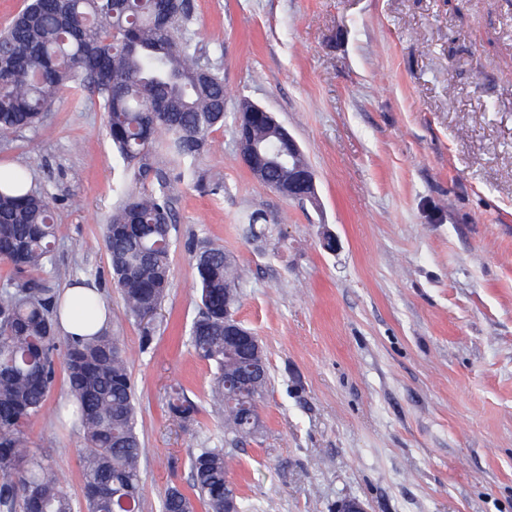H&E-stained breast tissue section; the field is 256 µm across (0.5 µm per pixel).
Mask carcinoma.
Segmentation results:
<instances>
[{"label": "carcinoma", "mask_w": 512, "mask_h": 512, "mask_svg": "<svg viewBox=\"0 0 512 512\" xmlns=\"http://www.w3.org/2000/svg\"><path fill=\"white\" fill-rule=\"evenodd\" d=\"M189 0H27L0 32V138L37 126L65 87L102 98L107 133L126 165L137 167L144 193L124 189L121 206L102 239L127 313L143 319L157 312L170 286L174 183L196 174L209 137L224 126L228 93L220 68L202 64L187 37ZM261 153L274 161L261 184L288 179L307 163L288 157V145L262 122L253 127ZM164 151V166L151 158ZM28 180L20 171L0 182V260L12 267L0 289V512H133L140 508L143 448L126 352L102 330L64 337L62 358L68 395L82 428L84 488L78 505L51 464L30 453L25 428L40 414L55 384L58 346L56 292L37 272L56 239L49 200L34 191L15 195ZM201 307L190 329L195 354L215 366L211 396L224 407L225 432L251 436L256 427L244 407L258 405L269 380L250 394L225 383L237 367V351L224 340V300L238 294L240 274L220 247L196 258ZM169 412L193 420L196 406L181 390L169 395ZM192 495L170 487L162 512H224V497L245 505L227 471L222 448H199L189 459Z\"/></svg>", "instance_id": "1"}]
</instances>
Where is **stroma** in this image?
Here are the masks:
<instances>
[{
	"mask_svg": "<svg viewBox=\"0 0 512 512\" xmlns=\"http://www.w3.org/2000/svg\"><path fill=\"white\" fill-rule=\"evenodd\" d=\"M190 36L220 65L224 126L177 186L170 288L136 322L101 238L130 182L98 95L58 94L42 124L0 139L51 202L42 273L98 287L128 353L140 512L190 486L202 447L230 456L254 512H512V0H192ZM273 112L312 169L286 199L241 164V100ZM261 211L265 239L246 213ZM223 246L245 270L238 319L261 341L260 430L235 444L209 403L214 369L189 343L195 263ZM198 409L172 417L173 387ZM57 374L27 427L83 498L78 425Z\"/></svg>",
	"mask_w": 512,
	"mask_h": 512,
	"instance_id": "obj_1",
	"label": "stroma"
}]
</instances>
